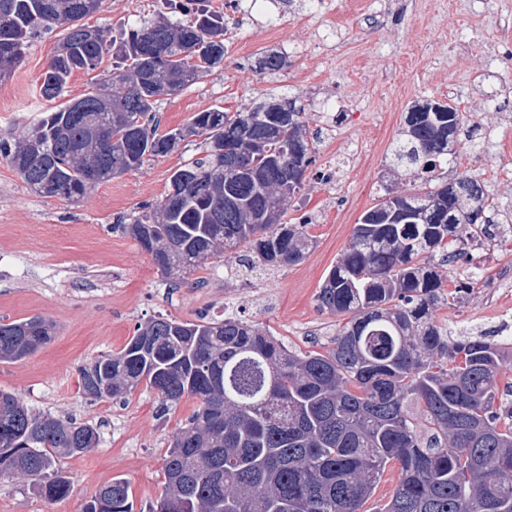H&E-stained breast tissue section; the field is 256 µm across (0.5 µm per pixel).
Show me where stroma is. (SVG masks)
Segmentation results:
<instances>
[{"mask_svg": "<svg viewBox=\"0 0 512 512\" xmlns=\"http://www.w3.org/2000/svg\"><path fill=\"white\" fill-rule=\"evenodd\" d=\"M206 0L223 14L224 61L206 77L158 103L161 130L185 125L199 111L232 112L267 95L299 96L315 147L314 166L288 209L290 222L309 216L315 246L294 266L249 268L246 249L203 261L174 285L151 256L116 232L168 191L171 172L201 156L188 139L152 157L140 170L98 185L80 202L30 192L0 157V319L42 316L53 340L16 363L0 362V389L34 411L92 424L100 443L60 465L72 482L65 499L47 501L18 480L0 482V512H81L86 500L115 477L129 485L134 512H147L162 491L167 444L196 402L162 411L153 393L93 400L79 369L121 350L135 327L164 315L220 321L229 313L263 324L293 350H316L336 334L337 316L322 312L315 294L348 246L361 214L377 204L387 178L385 157L418 99H447L466 121L445 180L471 176L502 209L512 210V161L499 149L512 138V43L494 40L512 0ZM164 0H102L87 17L110 34L164 10ZM320 25L327 45L309 32ZM61 38L41 35L21 65L0 81V140L23 135L52 105L39 95L42 75ZM286 54L285 70L260 71L262 50ZM482 149L469 150L470 141ZM512 269V244L475 249L451 259L449 286L466 288L463 305L436 316L492 340L512 336V293H502Z\"/></svg>", "mask_w": 512, "mask_h": 512, "instance_id": "35a3bbf8", "label": "stroma"}]
</instances>
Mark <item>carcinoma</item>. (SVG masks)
<instances>
[{
	"label": "carcinoma",
	"mask_w": 512,
	"mask_h": 512,
	"mask_svg": "<svg viewBox=\"0 0 512 512\" xmlns=\"http://www.w3.org/2000/svg\"><path fill=\"white\" fill-rule=\"evenodd\" d=\"M87 0H0V79L32 41L64 28L39 87L60 97L75 72H94L111 47L109 78L41 117L11 142L8 161L31 192L73 202L91 188L201 137L204 155L175 169L168 193L145 206L131 237L167 278L187 280L199 263L245 246L265 269L300 263L314 244L288 206L314 162L304 108L269 95L235 112L195 113L183 128L158 132V102L224 62V17L203 0L191 12L143 18L114 45L83 23ZM261 71L288 66L266 50ZM463 113L440 100H415L386 154L388 173L417 189L388 190L355 224L352 240L318 288L317 307L340 317L321 350L287 349L235 315L221 322L158 316L139 324L118 352L80 369L83 391L124 399L143 387L164 410L184 397L197 407L172 433L164 484L148 512H365L388 463L399 466L391 499L373 512H512V389L499 378L512 347L480 336L453 338L434 312L459 302L444 263L471 238L506 240L484 185L450 195L434 173L455 154ZM224 142L234 162L214 151ZM40 330L27 336V326ZM42 316L0 322V362L20 361L46 344ZM99 432L74 419L36 414L0 390V480L22 479L49 501L71 493L61 455L96 447ZM82 512H133L128 484L114 478Z\"/></svg>",
	"instance_id": "1"
}]
</instances>
